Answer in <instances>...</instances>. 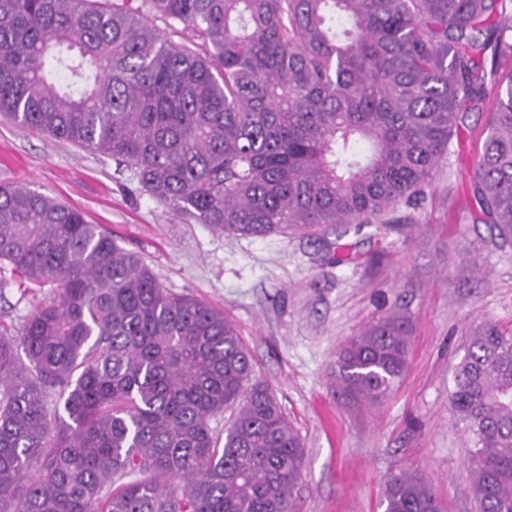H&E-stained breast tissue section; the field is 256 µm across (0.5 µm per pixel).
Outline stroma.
<instances>
[{
  "mask_svg": "<svg viewBox=\"0 0 512 512\" xmlns=\"http://www.w3.org/2000/svg\"><path fill=\"white\" fill-rule=\"evenodd\" d=\"M486 115L453 135L426 199L399 215L408 229L362 226L337 237L229 236L174 215L140 192L110 157L0 116V183L26 186L85 212L145 258L175 296L223 310L305 448L297 512H382L385 481L423 475L445 512H477L467 468L473 435L449 405L466 328L512 333V247L479 220L470 180ZM341 263L329 262L326 243ZM0 291V328L18 329L55 297ZM397 311L410 321L408 367L375 403L336 387L342 345Z\"/></svg>",
  "mask_w": 512,
  "mask_h": 512,
  "instance_id": "obj_1",
  "label": "stroma"
}]
</instances>
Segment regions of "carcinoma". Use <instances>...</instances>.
Here are the masks:
<instances>
[{
    "label": "carcinoma",
    "instance_id": "cac0c4a2",
    "mask_svg": "<svg viewBox=\"0 0 512 512\" xmlns=\"http://www.w3.org/2000/svg\"><path fill=\"white\" fill-rule=\"evenodd\" d=\"M511 57L512 0H0V115L198 224L267 237L400 223L485 108L471 192L512 245ZM14 284L58 294L0 329V512H293L305 449L222 311L168 294L82 211L0 184ZM409 345L407 317L379 319L340 350L337 387L379 400ZM449 404L478 512H512V335L468 327ZM380 505L444 512L417 473Z\"/></svg>",
    "mask_w": 512,
    "mask_h": 512
}]
</instances>
